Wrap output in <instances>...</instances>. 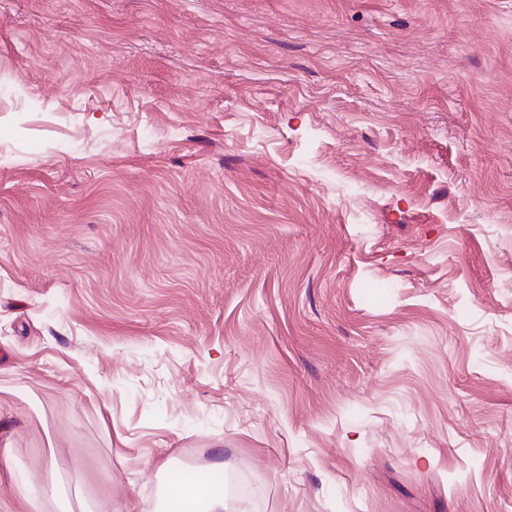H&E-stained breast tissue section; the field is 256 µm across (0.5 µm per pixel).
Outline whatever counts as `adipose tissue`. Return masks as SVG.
Wrapping results in <instances>:
<instances>
[{"instance_id":"ef3b65f1","label":"adipose tissue","mask_w":512,"mask_h":512,"mask_svg":"<svg viewBox=\"0 0 512 512\" xmlns=\"http://www.w3.org/2000/svg\"><path fill=\"white\" fill-rule=\"evenodd\" d=\"M0 482L9 489L8 496L0 499V512H48L52 504L60 512H74L68 488L55 482L47 487H34L7 445L0 447ZM229 509L223 487L205 478L177 472L167 481L163 512H229Z\"/></svg>"}]
</instances>
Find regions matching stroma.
Listing matches in <instances>:
<instances>
[{
  "label": "stroma",
  "mask_w": 512,
  "mask_h": 512,
  "mask_svg": "<svg viewBox=\"0 0 512 512\" xmlns=\"http://www.w3.org/2000/svg\"><path fill=\"white\" fill-rule=\"evenodd\" d=\"M0 389L93 512H512V0H0ZM201 507V509H199ZM164 512L233 511L224 488L203 477L177 472L168 479L163 496Z\"/></svg>",
  "instance_id": "35a3bbf8"
}]
</instances>
